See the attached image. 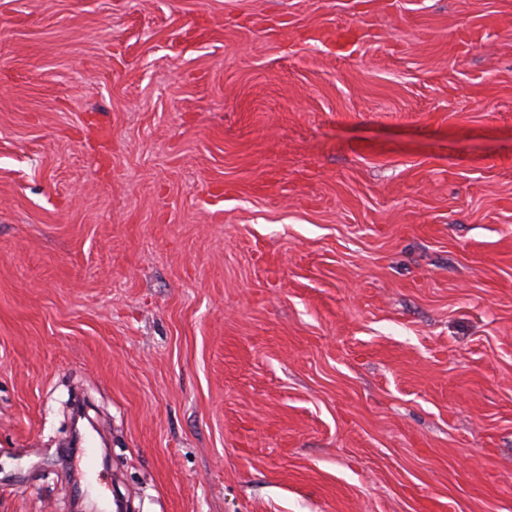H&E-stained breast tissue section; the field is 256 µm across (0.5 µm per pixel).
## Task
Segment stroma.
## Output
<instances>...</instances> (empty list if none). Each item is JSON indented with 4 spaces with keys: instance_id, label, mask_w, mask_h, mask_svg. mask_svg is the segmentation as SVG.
<instances>
[{
    "instance_id": "obj_1",
    "label": "stroma",
    "mask_w": 512,
    "mask_h": 512,
    "mask_svg": "<svg viewBox=\"0 0 512 512\" xmlns=\"http://www.w3.org/2000/svg\"><path fill=\"white\" fill-rule=\"evenodd\" d=\"M512 512V0H0V512Z\"/></svg>"
}]
</instances>
